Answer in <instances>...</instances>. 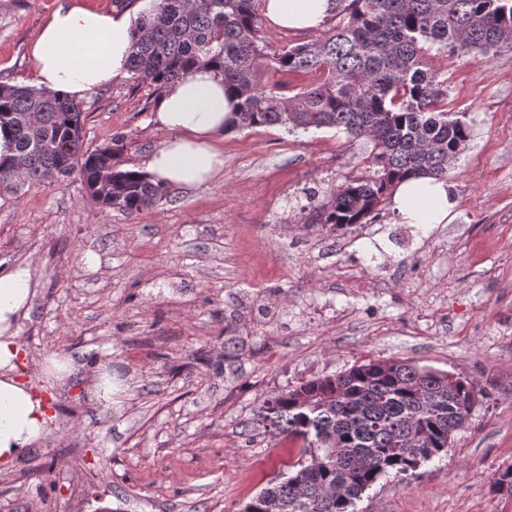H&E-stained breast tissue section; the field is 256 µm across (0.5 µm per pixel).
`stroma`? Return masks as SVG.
<instances>
[{"label":"stroma","mask_w":512,"mask_h":512,"mask_svg":"<svg viewBox=\"0 0 512 512\" xmlns=\"http://www.w3.org/2000/svg\"><path fill=\"white\" fill-rule=\"evenodd\" d=\"M67 2L0 0V82L25 83ZM429 62L472 137L448 172L455 219L422 234L387 203L369 224L319 223L369 173V144L328 128L227 132L216 180L132 215L98 211L75 174L0 186V267H37L18 340L54 413L0 472V512H241L303 453L265 431L263 401L390 358L467 376L478 400L447 455L381 478L356 512H512L490 490L512 465V52ZM158 103L126 77L100 86L78 102L84 150L119 137L121 168L141 169ZM53 352L74 370L47 382L34 365ZM104 365L108 405L91 393Z\"/></svg>","instance_id":"35a3bbf8"}]
</instances>
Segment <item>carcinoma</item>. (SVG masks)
<instances>
[{
    "label": "carcinoma",
    "mask_w": 512,
    "mask_h": 512,
    "mask_svg": "<svg viewBox=\"0 0 512 512\" xmlns=\"http://www.w3.org/2000/svg\"><path fill=\"white\" fill-rule=\"evenodd\" d=\"M315 34L277 46L263 29L261 0H149L132 30L128 72L160 93L194 66L212 65L240 102L233 129L334 128L371 145L374 174L338 186L320 220L366 224L412 176L448 178L471 128L448 117V78L430 50L485 60L512 51V0H334ZM312 76L290 89L283 77ZM0 125L14 134L17 161H0V184L79 174L101 210L136 213L167 187L113 162L115 142L82 150V112L59 93L0 82ZM476 386L467 377L408 359L368 360L266 398L267 431L304 442L285 476L250 500L253 512H354L391 473L415 472L448 452L468 420ZM492 489L512 496V466Z\"/></svg>",
    "instance_id": "carcinoma-1"
}]
</instances>
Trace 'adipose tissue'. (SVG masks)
<instances>
[{
  "instance_id": "obj_1",
  "label": "adipose tissue",
  "mask_w": 512,
  "mask_h": 512,
  "mask_svg": "<svg viewBox=\"0 0 512 512\" xmlns=\"http://www.w3.org/2000/svg\"><path fill=\"white\" fill-rule=\"evenodd\" d=\"M332 0H266L265 16L283 29H313L330 13ZM132 21L129 12L95 10L79 4L52 12L30 49L29 87L87 97L102 84L127 74ZM236 98L213 68L199 67L168 85L151 121L163 140L144 161L153 182L193 187L224 168V127ZM456 197L447 181L411 178L395 189L392 208L401 223L447 224ZM35 270L19 264L0 270V469L15 462L50 433L43 398L19 378L20 318L36 296Z\"/></svg>"
}]
</instances>
